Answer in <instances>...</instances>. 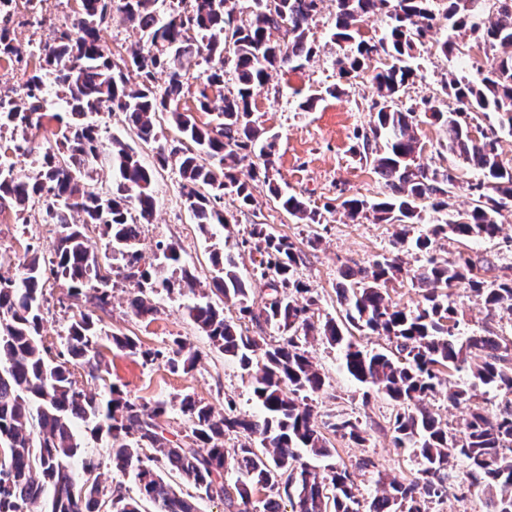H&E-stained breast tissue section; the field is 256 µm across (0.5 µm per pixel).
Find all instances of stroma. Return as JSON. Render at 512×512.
Instances as JSON below:
<instances>
[{"mask_svg":"<svg viewBox=\"0 0 512 512\" xmlns=\"http://www.w3.org/2000/svg\"><path fill=\"white\" fill-rule=\"evenodd\" d=\"M76 7L75 0H42L40 10L47 20L46 26L11 24L20 59L13 63L0 61V93L19 96L24 61L32 46L48 41L53 28L68 24ZM334 12L333 0H324L322 13L311 31L317 53L309 65L297 71L272 72L270 80L254 91V117L275 142L276 183L282 190L304 199L309 208L322 211L321 223H297L277 205L267 187L260 184L254 190L253 207H239L233 197H225L224 213L229 227L216 224L210 234H203L184 203L178 170L171 165L155 173L157 209L151 223L142 226L138 244L143 262H156L158 243L177 242L183 260L193 269L201 289L207 291L216 274L213 253L231 252L239 262L240 276L259 299L265 296L267 286L260 276L261 256L249 244L248 237L252 225L267 224L276 234L288 237L298 250L301 261L297 275L318 299L316 322L341 318L336 284L342 272L370 267L379 256L389 253L394 228L375 223L370 217L350 221L338 209L346 197L378 199L385 196L387 188L353 151L355 132L367 127L371 120L369 106L375 89L366 74L340 80L335 65L340 48L330 39ZM454 65V59L431 50L422 52L418 76L403 95V104L439 93L442 79ZM336 85L341 88L340 94L327 95V88ZM314 93L320 96L316 106L302 110V102ZM92 120L102 129L104 139L119 138L149 166L153 165L159 147L176 136L162 113L155 117L158 138L149 143L137 137L123 113L102 112L93 115ZM417 134L423 146L422 163L454 168L465 181L479 179V171L441 153L440 145L446 138L442 127L425 121L419 124ZM328 204L334 205V212H325ZM498 222L501 230L495 238L462 243L451 236H438L433 240V251L441 257H470L480 265L484 278L495 279L504 268L512 266V212L503 213ZM57 231V226L47 223L41 208L29 209L22 221L12 210L1 211L0 271L15 272L18 259L28 248L37 250L41 257H50ZM135 290L132 282L116 281L109 312L101 323L103 333L137 337L143 347L150 349L168 347L177 338L196 350L200 359L191 371L174 374L163 363L143 364L140 358L115 351L107 344L101 346L100 352L112 382L132 399L177 401L189 394L218 412L230 399L238 412L258 413L252 398V369L225 359L190 320L185 307L192 303V293L159 292L154 298V315L139 318L127 305ZM44 294L47 310L42 338L45 344L56 347L65 339L77 308L67 288L60 284H50ZM455 301L462 315L463 335L512 336V312L487 311L480 299L469 292L460 293ZM307 349L325 378L323 392L315 395L312 402L315 421L327 433L334 462L350 471L361 501L382 494L390 479L416 477L421 468L419 458L393 444L389 422L396 411L394 402L351 378L342 368L339 350L323 337L312 339ZM339 416L359 418L366 430L363 444L329 432V423ZM365 458L374 461V468H360L359 463ZM429 512H484V497L469 489L466 466L461 460H450L448 493L433 502Z\"/></svg>","mask_w":512,"mask_h":512,"instance_id":"stroma-1","label":"stroma"}]
</instances>
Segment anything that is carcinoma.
I'll return each instance as SVG.
<instances>
[{"label": "carcinoma", "mask_w": 512, "mask_h": 512, "mask_svg": "<svg viewBox=\"0 0 512 512\" xmlns=\"http://www.w3.org/2000/svg\"><path fill=\"white\" fill-rule=\"evenodd\" d=\"M77 2L71 22L30 54L23 103L0 95V127L8 125L22 137L11 147L0 146V209L8 206L21 216L40 203L46 221L59 226L49 264L27 249L19 273L0 274V474L6 471L11 479L8 488L0 487V512H141L142 499L153 504L154 512H198L199 499L218 500L236 512H283V500L292 512H429L428 503L448 492L452 458L466 463L469 487L486 494L485 512H512V401L494 415L478 405L469 408L454 433L425 404L443 376L453 372L467 373V381L453 393L458 402L471 401L479 389L512 394V338H461L460 312L452 300L453 291L462 288L482 297L489 311L512 310V275L489 282L471 260L431 252V237L442 233L460 240L496 237L497 217L512 210V167L499 160L497 137H476L469 122L474 112H491L512 132V0H446L444 12L440 0H334L331 38L342 50L336 58L340 77H356L368 61L385 57L372 74L374 118L355 139L360 159L371 161L389 193L379 200L353 195L341 207L352 221L370 211L377 221L396 226L394 252L368 269L344 275L336 293L351 326L387 336L393 348L388 354L365 351L333 319L316 326L317 298L296 278L295 245L268 225L255 224L249 237L267 257L261 277L269 292L261 304L239 275L235 255L216 252L212 294L217 300L201 293L187 306L191 321L224 356L243 367L261 356L252 382L260 413L251 416L238 413L230 400L222 414L191 395L176 404L132 400L117 384L106 382L105 369L96 361L102 341L98 312L110 305L112 261H120L119 274L137 286L128 305L138 317L154 314L158 290L171 293L187 286L193 293L195 288L194 274L180 264L181 248L175 242L159 245L165 262L141 264V223L156 206L153 171L115 138L111 151H105L88 117L122 112L138 136L149 141L157 137L156 113L167 114L178 139L159 149L158 162L178 168L186 207L204 230L230 224L221 210L226 195L241 208L255 205L252 183L259 180L294 220L318 224L321 213L295 195L282 194L271 179L275 148L253 119V93L271 72L300 70L315 56L310 33L323 0H253L245 20L239 16V0H188V6L164 20L158 17V0ZM115 12L148 37V46L118 57L104 46L101 31ZM382 13L389 18L386 33L377 40L364 38L361 23ZM441 26L451 31L443 41L435 38ZM459 37L496 52L494 66L479 72L476 82L448 73L441 91L455 101L453 110L443 109L437 96L422 99L419 107L398 106L417 76L421 50L454 56L461 51ZM228 49L229 59L224 56ZM16 56L9 28L0 26V60ZM200 59L211 67L206 84L192 94L184 90L183 78ZM228 63L235 80L229 95L224 93ZM159 71L168 78L163 87L156 85ZM50 81L63 102L60 112L47 105ZM188 94L192 107L183 102ZM196 112L215 116L217 124H198ZM423 117L444 128L448 154L480 171L481 178L466 186L474 197L471 208L455 210L448 202L458 183L454 172L418 161L422 147L416 129ZM55 124L60 137L42 151L37 172L16 171L8 152L24 150L23 144ZM255 152L259 164H250L247 174L239 176L238 167ZM102 157L114 174L112 191L105 193L82 182L84 171ZM428 209L447 218L432 226L431 235L413 241L425 255L414 275L424 292L414 308L400 307L389 301L388 285L402 276L400 252L410 225L421 223ZM90 226L106 238L101 255L85 245ZM52 280L67 285L78 308L65 342L55 350L41 334L44 290ZM226 302L239 318L276 328L281 341L261 347L224 316ZM315 334L341 349L347 374L395 403L394 446L421 459V477L408 483L391 480L389 491L374 497L366 509L349 470L329 462L332 451L308 403L325 387L306 349ZM107 340L145 364L163 361L172 373L189 371L197 360L178 340L163 351L145 349L132 336L113 334ZM80 361L90 378L103 381V390H89L72 378L70 366ZM175 407L192 426L190 433L170 439L159 418ZM79 425L106 442L112 467L134 478L139 498L121 484L101 488V462L84 453ZM330 428L358 444L365 441V429L356 419L341 418ZM229 432L243 434L246 441L227 450L224 434ZM302 451L328 464L311 466L301 461ZM232 471L238 473L233 493L226 484ZM167 472L182 476L195 494L178 491L165 479ZM260 492L265 498L256 497Z\"/></svg>", "instance_id": "obj_1"}]
</instances>
